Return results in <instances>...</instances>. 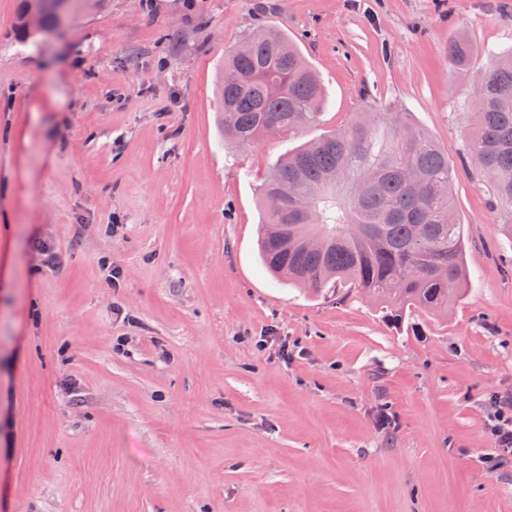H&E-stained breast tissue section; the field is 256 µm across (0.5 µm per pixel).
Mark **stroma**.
Returning a JSON list of instances; mask_svg holds the SVG:
<instances>
[{
  "label": "stroma",
  "instance_id": "obj_1",
  "mask_svg": "<svg viewBox=\"0 0 512 512\" xmlns=\"http://www.w3.org/2000/svg\"><path fill=\"white\" fill-rule=\"evenodd\" d=\"M18 3L0 0V512H512L487 429L512 400V210L464 139L512 0H112L34 46ZM267 28L320 74L322 113L229 148L224 55ZM360 112L408 113L456 170L468 280L448 312L395 325L259 259L271 165Z\"/></svg>",
  "mask_w": 512,
  "mask_h": 512
}]
</instances>
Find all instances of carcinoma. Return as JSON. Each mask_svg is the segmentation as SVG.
<instances>
[{
    "mask_svg": "<svg viewBox=\"0 0 512 512\" xmlns=\"http://www.w3.org/2000/svg\"><path fill=\"white\" fill-rule=\"evenodd\" d=\"M64 17L20 0L18 37L34 42L111 0H71ZM249 49L224 56L220 82L224 143L247 148L314 125L323 106L318 74L283 33L245 36ZM466 152L493 198L512 206V52L484 73L468 112ZM448 154L405 112L362 113L345 127L278 159L259 190L263 263L315 293L354 288L399 323L448 310L465 281V236ZM320 235L318 251L305 240Z\"/></svg>",
    "mask_w": 512,
    "mask_h": 512,
    "instance_id": "carcinoma-1",
    "label": "carcinoma"
}]
</instances>
